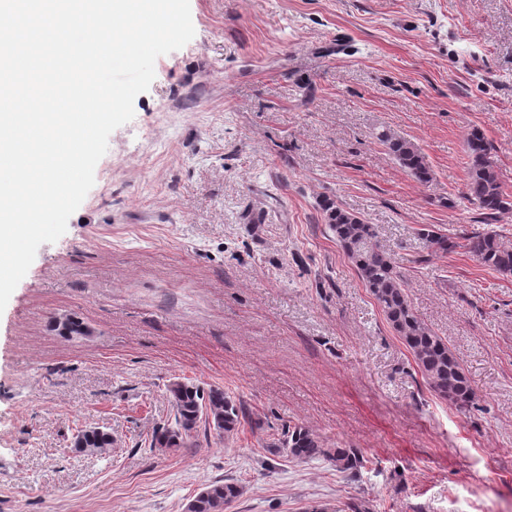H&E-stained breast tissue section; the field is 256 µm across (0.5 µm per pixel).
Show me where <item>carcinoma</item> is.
Instances as JSON below:
<instances>
[{
  "label": "carcinoma",
  "mask_w": 512,
  "mask_h": 512,
  "mask_svg": "<svg viewBox=\"0 0 512 512\" xmlns=\"http://www.w3.org/2000/svg\"><path fill=\"white\" fill-rule=\"evenodd\" d=\"M395 162L420 182L431 174L418 147L411 140L388 131L378 134ZM465 152L469 160L465 199L487 218L512 210V200L504 193L491 160V147L477 129L468 134ZM325 223L356 272L380 307L383 315L414 361L427 385L439 396L460 406L471 402L472 393L464 368L450 351L445 340L432 331L411 306L404 281L391 255L377 241L373 225L325 198L321 202ZM426 248L448 253L457 243L447 236L425 229L420 233ZM463 247L479 263L502 276H512V243L495 232H473L464 237ZM174 414L171 422L157 427L150 446L161 450L179 448L197 431L199 424L213 427L217 436L237 433L242 407L221 387L207 390L190 381H174L166 386ZM112 434L95 426L77 431L73 445L90 455L109 452ZM279 447L294 459L306 461L325 456L341 470L360 469L364 456L350 448H325L307 428L294 425L282 431ZM205 493L195 497L194 512H225L243 493L235 482L215 481L203 487Z\"/></svg>",
  "instance_id": "cac0c4a2"
}]
</instances>
